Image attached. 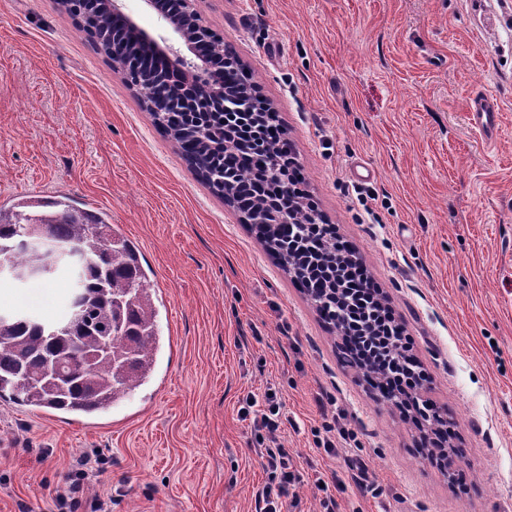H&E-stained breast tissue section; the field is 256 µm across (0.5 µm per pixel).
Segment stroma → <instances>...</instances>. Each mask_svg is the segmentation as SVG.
Masks as SVG:
<instances>
[{
    "mask_svg": "<svg viewBox=\"0 0 512 512\" xmlns=\"http://www.w3.org/2000/svg\"><path fill=\"white\" fill-rule=\"evenodd\" d=\"M279 117L304 188L357 251L467 449L463 483L338 361L341 339L202 183L56 0H0V204L65 194L109 214L154 272L155 377L106 414L0 400V512H56L82 455L109 512H257L275 391L299 476L288 512H512V0H195ZM123 9L180 48L146 0ZM499 105L487 139L476 100ZM372 169L358 178L356 165ZM371 197L363 206V197ZM75 271L0 281L47 320ZM267 400L269 402L268 406V412L261 413L260 418L258 416V411L255 414L254 417V424L259 428H265L268 430L269 433L276 432L279 427V410L280 407L278 406V403L276 402V393L275 392H268L267 394Z\"/></svg>",
    "mask_w": 512,
    "mask_h": 512,
    "instance_id": "1",
    "label": "stroma"
}]
</instances>
